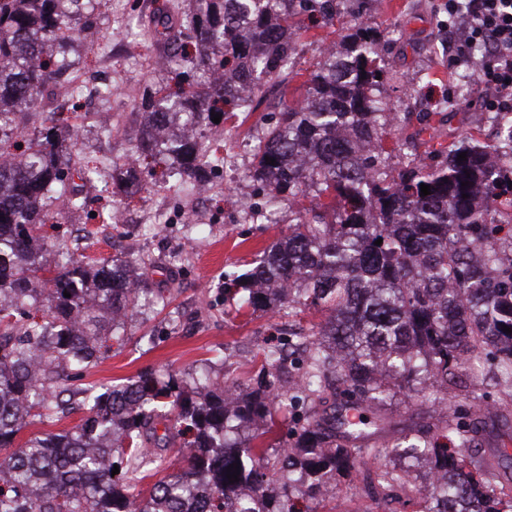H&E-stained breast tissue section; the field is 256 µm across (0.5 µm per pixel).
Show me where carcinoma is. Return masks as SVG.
I'll return each mask as SVG.
<instances>
[{
  "label": "carcinoma",
  "instance_id": "carcinoma-1",
  "mask_svg": "<svg viewBox=\"0 0 512 512\" xmlns=\"http://www.w3.org/2000/svg\"><path fill=\"white\" fill-rule=\"evenodd\" d=\"M92 5L0 0V121L46 111L66 66L60 24ZM182 17L161 32L182 44L167 66L175 88L142 100L138 158L89 165L77 126L53 112L35 141L0 126V156L13 159L0 166V296L11 299L0 306V512H317L323 485L351 476L370 502L364 512H509L512 454L494 450L501 474L475 459L493 408L392 444L373 436L388 423L383 410L398 383L446 391L467 352L491 356L512 398V332L502 329H512V113H493L490 135L455 137L421 163L429 113L388 111L378 95L380 37L361 23L341 46L318 51L303 101L279 96L253 149L249 177L264 206L288 202L298 217L252 263L242 303L309 319L288 329L300 357L279 338L267 344L266 376L249 391L205 370L189 381L146 371L105 389L82 382L139 300L138 260L104 261L90 278L84 257L68 252L39 275L36 244L50 209H83L70 182L106 169L125 189L140 185L143 156L171 157L190 178L207 169L201 141L160 135L164 119L176 126L186 115L204 131L216 126L213 112L254 109L288 82L298 41L335 26L340 12L336 0H195ZM407 129L396 154L384 148L386 135ZM493 152L509 163L491 166ZM74 394L78 425L20 440L27 418L54 425ZM300 405L305 413L277 442V412ZM173 452L184 457L181 470L134 497ZM233 463L240 475L231 483Z\"/></svg>",
  "mask_w": 512,
  "mask_h": 512
}]
</instances>
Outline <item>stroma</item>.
Returning a JSON list of instances; mask_svg holds the SVG:
<instances>
[{"label":"stroma","instance_id":"1","mask_svg":"<svg viewBox=\"0 0 512 512\" xmlns=\"http://www.w3.org/2000/svg\"><path fill=\"white\" fill-rule=\"evenodd\" d=\"M444 0H340L346 19H359L381 33L380 63L387 78L380 93L397 112H426L431 129L418 143V153L430 160L433 148L457 133L489 131L490 92L473 80L469 96L454 97L466 69L456 66L442 23ZM154 0H96L79 44L83 60L70 79L82 81L100 73L109 77L112 98L98 111H111L112 129L103 132L97 113L80 125L84 159L101 156L124 161L132 154L141 122L145 90L166 81L152 58L167 50L153 37L157 13ZM334 33L312 29L296 49L287 100L302 99L312 70L316 42L333 41ZM267 106L238 112L221 123L218 148L228 161L223 172L211 174L210 193L194 201L187 192H174L180 181L170 164L156 165L126 206L131 215L124 230L113 228V203L121 197L111 173L80 191L87 206L80 211L56 209L45 226L53 244L40 257L43 265L61 264L55 244L63 242L90 262L101 259L145 258L146 286L151 295L168 298L167 307L139 304L128 319L122 343L86 376L97 385H119L152 370L159 374L188 371L204 365L223 371L240 387L252 385L264 371L262 350L278 336L273 314L236 311L224 299V284L244 275L252 262L278 242L295 218L280 206L263 217L262 199L247 185L251 146L269 122ZM165 211L167 221L156 226L154 214ZM464 386L448 389L445 401L434 403L409 390L400 391L389 408L390 424L378 433L390 442L419 425H441L456 411L475 410L499 397L491 360L474 354L463 366Z\"/></svg>","mask_w":512,"mask_h":512}]
</instances>
